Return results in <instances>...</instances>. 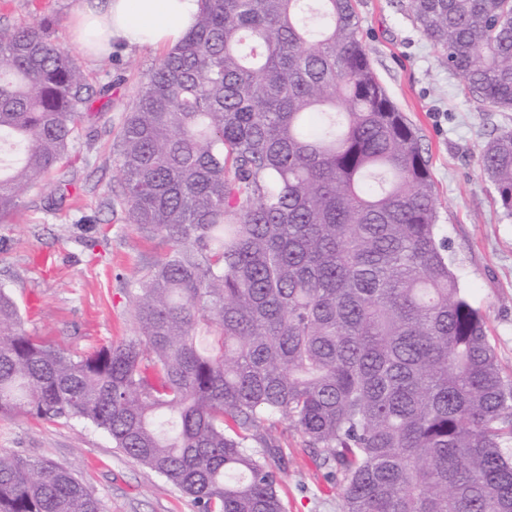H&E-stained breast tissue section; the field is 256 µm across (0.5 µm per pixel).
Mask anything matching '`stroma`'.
I'll return each instance as SVG.
<instances>
[{
  "mask_svg": "<svg viewBox=\"0 0 512 512\" xmlns=\"http://www.w3.org/2000/svg\"><path fill=\"white\" fill-rule=\"evenodd\" d=\"M79 0H0V26L44 20L88 74L93 103L56 191L32 189L14 223L0 224V289L16 302L27 335L81 354L135 334L132 281L164 259L161 235L127 223L116 171L120 132L138 85L161 53L113 46L87 58L72 34ZM405 0H356L359 34L390 98L416 128L436 188L440 232L460 287L486 317L503 374H512V218L478 165L481 145L512 129V112H487L461 79L438 65ZM282 495L289 512H340L302 435L279 421ZM0 448L63 465L102 512H196L188 496L78 421L0 417Z\"/></svg>",
  "mask_w": 512,
  "mask_h": 512,
  "instance_id": "35a3bbf8",
  "label": "stroma"
}]
</instances>
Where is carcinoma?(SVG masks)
<instances>
[{
  "instance_id": "carcinoma-1",
  "label": "carcinoma",
  "mask_w": 512,
  "mask_h": 512,
  "mask_svg": "<svg viewBox=\"0 0 512 512\" xmlns=\"http://www.w3.org/2000/svg\"><path fill=\"white\" fill-rule=\"evenodd\" d=\"M465 94L512 112V0H406ZM91 101L45 21L0 27V223L48 182ZM512 217V129L479 149ZM116 167L169 254L136 335L91 353L22 329L0 289V416L78 420L198 512H288L271 429L340 512H512V380L439 237L419 136L355 0H200L141 82ZM0 512H101L67 469L0 448Z\"/></svg>"
}]
</instances>
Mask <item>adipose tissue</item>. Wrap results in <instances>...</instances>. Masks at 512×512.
<instances>
[{
	"instance_id": "obj_1",
	"label": "adipose tissue",
	"mask_w": 512,
	"mask_h": 512,
	"mask_svg": "<svg viewBox=\"0 0 512 512\" xmlns=\"http://www.w3.org/2000/svg\"><path fill=\"white\" fill-rule=\"evenodd\" d=\"M199 0H80L74 14L77 40L97 57L113 44L169 47L191 28Z\"/></svg>"
}]
</instances>
